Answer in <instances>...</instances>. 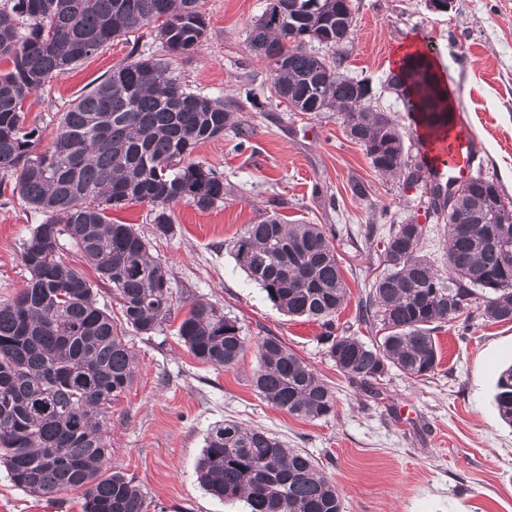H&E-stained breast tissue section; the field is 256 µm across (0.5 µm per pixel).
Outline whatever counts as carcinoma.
Returning <instances> with one entry per match:
<instances>
[{
    "mask_svg": "<svg viewBox=\"0 0 512 512\" xmlns=\"http://www.w3.org/2000/svg\"><path fill=\"white\" fill-rule=\"evenodd\" d=\"M209 19L201 0H4L0 5V174L44 220L22 244L24 288L0 301V464L13 483L37 495L82 489L83 512H144L146 492L124 474L101 473L104 435L116 401L136 373L127 333L163 330L175 307L168 266L131 224L107 211L146 203L159 233L171 231V206L207 211L224 202V178L190 159L195 147L236 126L234 103L185 88L170 57L202 46ZM353 26L342 0H266L246 37L250 53L273 65L279 103L295 112L341 113L350 139L372 166L408 186L420 168L405 155L400 131L370 103L368 86L307 49L312 36L340 48ZM150 28L164 56L137 52L62 113L52 145L34 152L36 127L25 101L50 79L112 39ZM419 100L429 127L451 123L445 93L423 54L408 57L386 79ZM494 182L476 178L455 194L432 188L431 208L448 224V278L421 254L423 228L394 224L383 240L387 273L360 298L356 321L384 334L371 343L325 336L338 371L375 392L395 368L419 379L435 372L442 325H470L473 309L490 321H512V202ZM68 241L110 284L123 323L99 307L93 282L60 256ZM235 266L290 316L332 326L346 287L330 235L317 224L271 215L245 225L229 244ZM177 334L203 363L231 368L244 355L237 322L212 305L193 304ZM252 385L273 407L307 420L335 412L334 388L276 336L256 343ZM512 424V366L494 396ZM198 479L212 495L244 502L245 512H341L336 486L306 453L234 420L208 434Z\"/></svg>",
    "mask_w": 512,
    "mask_h": 512,
    "instance_id": "cac0c4a2",
    "label": "carcinoma"
}]
</instances>
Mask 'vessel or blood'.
I'll list each match as a JSON object with an SVG mask.
<instances>
[{
  "mask_svg": "<svg viewBox=\"0 0 512 512\" xmlns=\"http://www.w3.org/2000/svg\"><path fill=\"white\" fill-rule=\"evenodd\" d=\"M421 151L438 185L472 180L479 171L474 139L464 124L423 134Z\"/></svg>",
  "mask_w": 512,
  "mask_h": 512,
  "instance_id": "b4317fda",
  "label": "vessel or blood"
}]
</instances>
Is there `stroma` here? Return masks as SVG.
<instances>
[{
	"instance_id": "35a3bbf8",
	"label": "stroma",
	"mask_w": 512,
	"mask_h": 512,
	"mask_svg": "<svg viewBox=\"0 0 512 512\" xmlns=\"http://www.w3.org/2000/svg\"><path fill=\"white\" fill-rule=\"evenodd\" d=\"M351 5L348 42L339 50L316 44L313 52L328 59L342 54L344 75L370 84L373 105L391 116L417 161L414 115L386 78L398 48L418 42L444 77L455 117L470 129L479 177L498 182L512 199V0H455L445 13L430 10L426 0ZM264 6L265 0H202L209 19L203 46L171 61L192 91L234 100L238 120L254 131L250 148H237L230 129L192 153L223 176V203L205 212L175 205L165 236L156 234L147 205L109 213L113 222L133 225L151 254L167 261L176 304L162 332L131 338L138 370L112 405L108 466L142 487L145 512H242V503L212 496L197 473L208 433L231 419L314 456L339 489L343 512H512V426L493 403L498 376L512 365V322L478 315L466 331L443 325L435 333L441 357L435 373L413 380L389 370L375 398L337 371L326 354L328 329L278 310L234 265L230 241L271 213L335 229L348 288L330 329L337 334L354 325L360 297L386 269L381 240L391 225H422V253L438 270L446 268L447 226L428 215L425 182L409 187L379 174L347 136L339 112H290L272 97L271 64L246 47ZM136 46L161 48L148 29L117 37L26 101L29 120L41 129L36 152L48 147L64 110L129 61ZM357 181L366 185V197L352 193ZM12 186V178L0 181V300L25 286L20 247L42 221ZM196 302L214 305L240 327L247 348L233 368L199 361L179 339L177 327ZM268 334L334 386L333 415L303 420L258 396L251 383L254 345ZM82 502L78 489L30 494L0 466V512H82Z\"/></svg>"
}]
</instances>
